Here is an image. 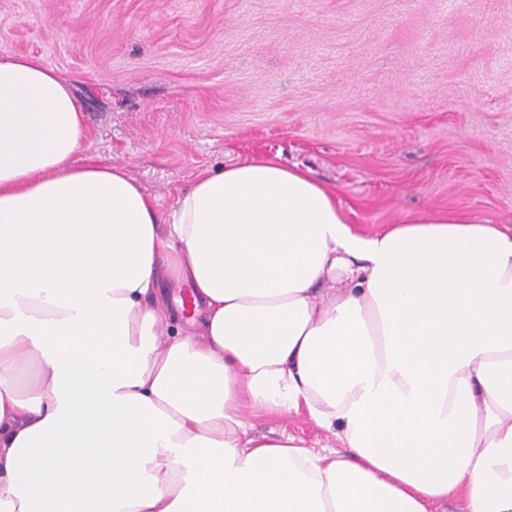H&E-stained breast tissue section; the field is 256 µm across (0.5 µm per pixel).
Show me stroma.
I'll use <instances>...</instances> for the list:
<instances>
[{"mask_svg":"<svg viewBox=\"0 0 512 512\" xmlns=\"http://www.w3.org/2000/svg\"><path fill=\"white\" fill-rule=\"evenodd\" d=\"M68 78L88 137L161 206L267 156L371 234L448 211L512 228V0H0V57ZM240 412L319 451L305 413Z\"/></svg>","mask_w":512,"mask_h":512,"instance_id":"obj_1","label":"stroma"}]
</instances>
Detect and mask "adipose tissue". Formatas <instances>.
<instances>
[{
	"label": "adipose tissue",
	"instance_id": "obj_1",
	"mask_svg": "<svg viewBox=\"0 0 512 512\" xmlns=\"http://www.w3.org/2000/svg\"><path fill=\"white\" fill-rule=\"evenodd\" d=\"M86 137L52 65L0 58V512H512V232L366 235L259 156L165 208L75 166ZM165 277L189 334L146 304ZM244 399L346 455L249 436Z\"/></svg>",
	"mask_w": 512,
	"mask_h": 512
}]
</instances>
